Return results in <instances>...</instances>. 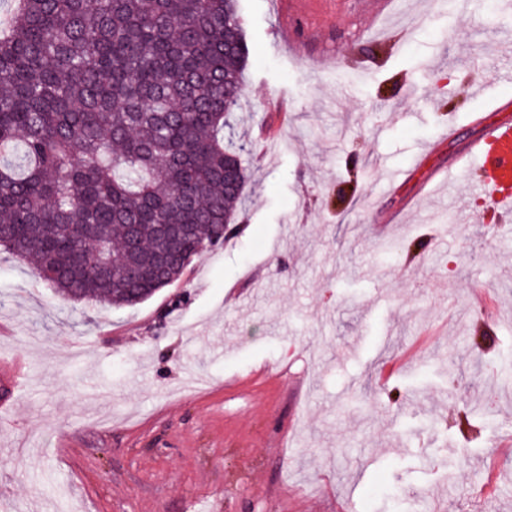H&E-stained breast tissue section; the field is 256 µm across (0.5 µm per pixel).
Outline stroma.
I'll return each mask as SVG.
<instances>
[{
    "label": "stroma",
    "instance_id": "35a3bbf8",
    "mask_svg": "<svg viewBox=\"0 0 512 512\" xmlns=\"http://www.w3.org/2000/svg\"><path fill=\"white\" fill-rule=\"evenodd\" d=\"M276 2L238 0L231 239L133 308L0 249V512H512V223L460 160L512 12L294 0L289 42Z\"/></svg>",
    "mask_w": 512,
    "mask_h": 512
}]
</instances>
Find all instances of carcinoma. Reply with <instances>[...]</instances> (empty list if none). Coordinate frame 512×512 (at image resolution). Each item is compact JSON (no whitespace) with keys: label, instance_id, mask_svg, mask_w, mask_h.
<instances>
[{"label":"carcinoma","instance_id":"cac0c4a2","mask_svg":"<svg viewBox=\"0 0 512 512\" xmlns=\"http://www.w3.org/2000/svg\"><path fill=\"white\" fill-rule=\"evenodd\" d=\"M0 21V247L63 299L135 307L230 233L238 0H12ZM188 225L171 241L156 225Z\"/></svg>","mask_w":512,"mask_h":512}]
</instances>
